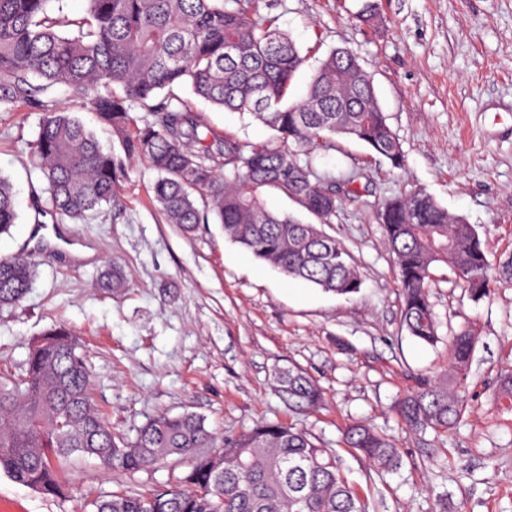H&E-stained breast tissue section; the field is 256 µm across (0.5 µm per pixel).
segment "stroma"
I'll list each match as a JSON object with an SVG mask.
<instances>
[{
    "instance_id": "35a3bbf8",
    "label": "stroma",
    "mask_w": 512,
    "mask_h": 512,
    "mask_svg": "<svg viewBox=\"0 0 512 512\" xmlns=\"http://www.w3.org/2000/svg\"><path fill=\"white\" fill-rule=\"evenodd\" d=\"M266 2L308 53L295 96L331 49H351L404 152L394 168L340 137L314 158L318 172L360 175L355 198L324 227L346 245L360 292L345 297L290 279L214 221L182 233L151 202L156 174L139 157L126 162L116 208L64 221L68 250L32 251L35 225L55 219L35 211L49 194L29 161L43 114L21 107L0 112V175L19 214L0 236V259L29 255L37 274L23 301L0 307V377L21 376L31 339L63 324L83 339L95 401L118 434L134 436L161 412L197 413L221 437L292 422L335 453L370 512H512V414L491 398L500 373L512 371V285L477 302L438 266L431 302L440 341L422 343L401 324L397 272L375 218L385 199L424 190L476 229L491 264L512 254V0H376L374 28L356 18L362 0ZM177 94L241 142L273 138L250 114L216 108L185 88ZM109 264L126 275L122 294L97 286ZM462 327L478 338L469 409L442 437L414 435L394 403L418 378L447 367V338ZM289 365L317 383L320 408L300 415L280 397L274 374ZM355 422L395 441L396 471L380 473L345 446L341 432ZM64 469L73 492L61 499L0 472V512H85L96 496L141 493L184 471L173 463L107 473L77 458Z\"/></svg>"
}]
</instances>
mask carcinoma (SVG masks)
I'll return each mask as SVG.
<instances>
[{
	"mask_svg": "<svg viewBox=\"0 0 512 512\" xmlns=\"http://www.w3.org/2000/svg\"><path fill=\"white\" fill-rule=\"evenodd\" d=\"M54 2L60 0H0V110L45 113L32 158L55 215L84 222L117 201L121 158L74 113L57 109L60 98L91 99L125 154L157 172L151 191L167 223L190 234L212 214L230 239L287 276L337 295L360 291L341 241L318 224L268 210L261 196L279 191L319 224L330 223L342 201L336 178L298 156L329 147L336 136L402 166L400 141L355 54L330 51L304 99L290 102L305 56L278 29L277 16L260 12V0H85L79 18L52 8ZM184 85L219 109L253 115L274 131V143L246 144L212 126L173 93ZM135 106L154 120L130 128ZM376 218L398 274L402 326L423 343L439 341L430 302L437 266H447L475 300L490 294L493 278L512 284V256L490 274L479 234L425 191L383 201ZM17 219L11 184L0 175V235ZM35 276L23 254L1 260L0 306L20 303ZM98 286L121 293L122 271L107 266ZM475 348L476 337L465 330L450 337L448 369L398 399L395 411L407 430L439 435L463 417ZM275 380L299 413L323 400L295 366L277 369ZM493 400L512 411V374L500 379ZM343 439L380 472L400 466L399 448L367 424L347 425ZM72 456L129 474L172 459L187 465L146 494L101 495L91 512H369L329 449L291 424L269 422L220 440L204 417L187 411L157 415L131 439L114 433L94 402L79 336L54 325L31 340L25 373L0 381V471L40 494L64 497L59 463Z\"/></svg>",
	"mask_w": 512,
	"mask_h": 512,
	"instance_id": "1",
	"label": "carcinoma"
}]
</instances>
